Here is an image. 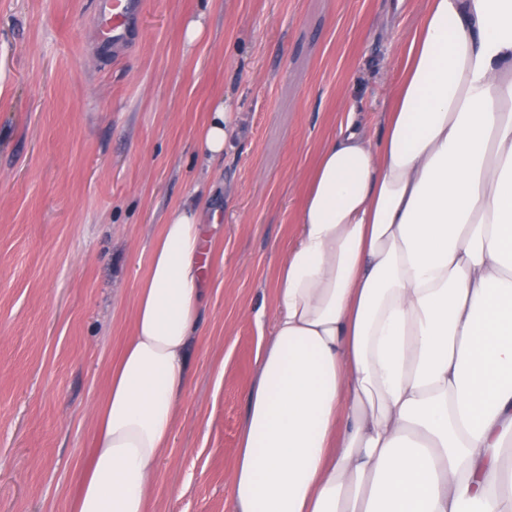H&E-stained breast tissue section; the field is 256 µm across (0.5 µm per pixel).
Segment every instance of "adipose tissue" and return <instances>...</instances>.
I'll return each instance as SVG.
<instances>
[{
    "label": "adipose tissue",
    "mask_w": 512,
    "mask_h": 512,
    "mask_svg": "<svg viewBox=\"0 0 512 512\" xmlns=\"http://www.w3.org/2000/svg\"><path fill=\"white\" fill-rule=\"evenodd\" d=\"M368 135L344 113L275 272L231 512H512V0H427ZM231 117L198 134L221 157ZM207 237L152 245L72 512H149L188 386Z\"/></svg>",
    "instance_id": "1"
}]
</instances>
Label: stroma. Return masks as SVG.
Returning <instances> with one entry per match:
<instances>
[{
    "mask_svg": "<svg viewBox=\"0 0 512 512\" xmlns=\"http://www.w3.org/2000/svg\"><path fill=\"white\" fill-rule=\"evenodd\" d=\"M426 0H147L122 49L98 0H0V512H70L151 246L196 201L212 265L152 512H227L307 177L356 107L378 126ZM206 16L195 43L186 22ZM235 116L221 158L197 133Z\"/></svg>",
    "mask_w": 512,
    "mask_h": 512,
    "instance_id": "1",
    "label": "stroma"
}]
</instances>
